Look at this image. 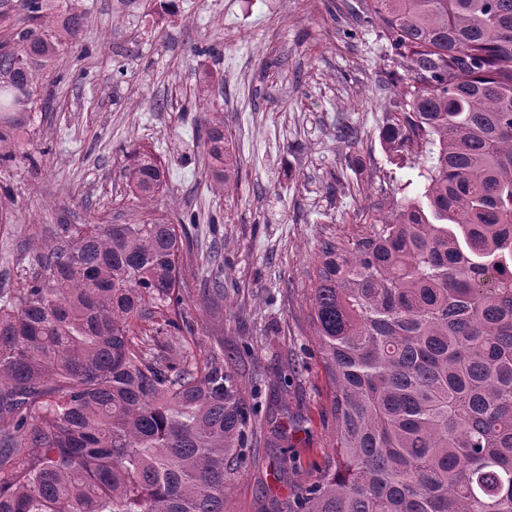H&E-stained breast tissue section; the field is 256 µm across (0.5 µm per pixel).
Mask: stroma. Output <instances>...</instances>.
Returning <instances> with one entry per match:
<instances>
[{
	"label": "stroma",
	"instance_id": "stroma-1",
	"mask_svg": "<svg viewBox=\"0 0 512 512\" xmlns=\"http://www.w3.org/2000/svg\"><path fill=\"white\" fill-rule=\"evenodd\" d=\"M341 0H79L91 25L40 76L29 157L0 167L13 201L0 225V275L20 277L27 258L66 224H131L145 212L193 218L198 263L224 282L212 307L200 275L186 270L194 332L162 335L181 363L214 345L224 352L259 416L287 404L301 431L282 441L301 484L333 454L329 386L308 321L320 240L354 233L358 212L388 215L408 168L391 164L381 139L393 98L390 53L340 9ZM223 121L238 162L233 188L213 187L204 149ZM169 168L151 205L131 192L133 149ZM265 453L239 468L230 512H268L288 495Z\"/></svg>",
	"mask_w": 512,
	"mask_h": 512
}]
</instances>
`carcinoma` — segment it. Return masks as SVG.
<instances>
[{"label": "carcinoma", "mask_w": 512, "mask_h": 512, "mask_svg": "<svg viewBox=\"0 0 512 512\" xmlns=\"http://www.w3.org/2000/svg\"><path fill=\"white\" fill-rule=\"evenodd\" d=\"M0 40V164L31 142L40 71L88 27L24 0ZM404 72L381 132L415 154L392 220L319 242L309 322L334 456L277 512H512V0H359ZM212 178L238 168L207 133ZM145 200L159 158L128 155ZM184 224H65L36 272L0 278V512H226L238 464L301 430L251 418L224 337L181 368L138 328L181 330ZM293 459L276 457L289 483Z\"/></svg>", "instance_id": "obj_1"}]
</instances>
